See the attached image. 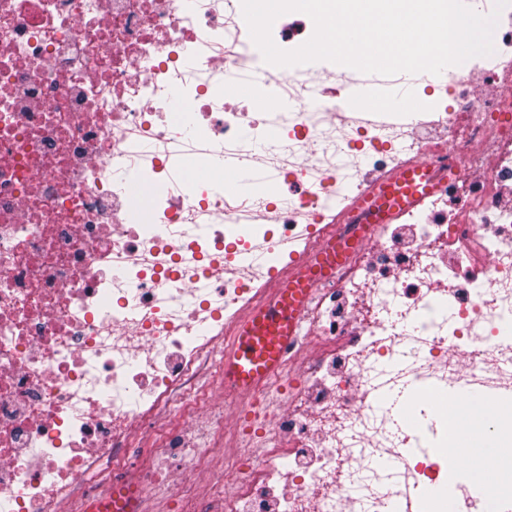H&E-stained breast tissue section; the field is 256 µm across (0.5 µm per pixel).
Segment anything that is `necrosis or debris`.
<instances>
[{"label":"necrosis or debris","instance_id":"1","mask_svg":"<svg viewBox=\"0 0 512 512\" xmlns=\"http://www.w3.org/2000/svg\"><path fill=\"white\" fill-rule=\"evenodd\" d=\"M493 40L410 112L340 121L358 72L273 71L297 110L258 154L263 114L225 95L256 59L241 0H0V512H77L108 455L111 512L146 472L180 512H392L420 487L430 512H482L447 436L412 452L374 402L477 390L480 432L512 447V6ZM229 154L274 174L252 203L213 189ZM417 165L420 203L377 214ZM291 272L298 343L225 401V340Z\"/></svg>","mask_w":512,"mask_h":512}]
</instances>
